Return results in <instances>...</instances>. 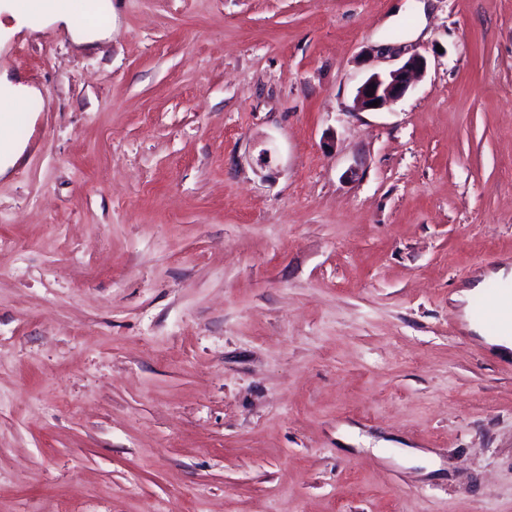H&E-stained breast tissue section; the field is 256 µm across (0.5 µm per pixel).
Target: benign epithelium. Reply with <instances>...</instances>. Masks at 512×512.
I'll return each mask as SVG.
<instances>
[{
    "instance_id": "obj_1",
    "label": "benign epithelium",
    "mask_w": 512,
    "mask_h": 512,
    "mask_svg": "<svg viewBox=\"0 0 512 512\" xmlns=\"http://www.w3.org/2000/svg\"><path fill=\"white\" fill-rule=\"evenodd\" d=\"M427 68V60L420 54H414L388 74L373 73L365 79L356 90V101L365 111L380 110L390 103L403 98L410 90L414 79ZM372 95H367V91ZM380 101L376 107L369 106L373 101Z\"/></svg>"
}]
</instances>
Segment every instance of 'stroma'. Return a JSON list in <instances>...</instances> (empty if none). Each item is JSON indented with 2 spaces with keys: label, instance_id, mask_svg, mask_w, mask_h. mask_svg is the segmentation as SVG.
I'll return each instance as SVG.
<instances>
[{
  "label": "stroma",
  "instance_id": "1",
  "mask_svg": "<svg viewBox=\"0 0 512 512\" xmlns=\"http://www.w3.org/2000/svg\"><path fill=\"white\" fill-rule=\"evenodd\" d=\"M112 6L0 49V512H512V0ZM427 68V60L420 54H414L387 75L373 73L356 90V101L365 111L383 109L390 103L403 98L410 90L414 79ZM372 91V96L367 91ZM380 100L378 106L369 107V103ZM18 75L7 69L0 70V101L1 104L14 105L32 98L41 97V91L30 84L24 83ZM10 126V120L0 118V176L14 165L26 148V141L13 138ZM512 280V272L507 271L506 267H501L496 272H491L489 275L483 278L474 288H468L462 290L458 295H455L454 299L466 302L464 311L469 315V327L478 336L482 337L485 343L491 347H495V351L502 356L508 357L509 352L512 350V337H508L512 334V304L508 309L500 308L495 302H482L478 304L474 310V315L479 317L481 320L491 318L496 321V331L501 335L490 333L484 322L476 320L470 313V305L474 298L481 297L484 293L489 282H509ZM498 307V309L496 308Z\"/></svg>",
  "mask_w": 512,
  "mask_h": 512
}]
</instances>
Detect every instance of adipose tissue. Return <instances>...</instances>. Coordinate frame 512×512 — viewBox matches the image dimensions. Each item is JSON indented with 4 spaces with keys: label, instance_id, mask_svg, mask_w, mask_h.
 Returning <instances> with one entry per match:
<instances>
[{
    "label": "adipose tissue",
    "instance_id": "adipose-tissue-1",
    "mask_svg": "<svg viewBox=\"0 0 512 512\" xmlns=\"http://www.w3.org/2000/svg\"><path fill=\"white\" fill-rule=\"evenodd\" d=\"M87 20H79L69 0H0V46L18 32H65L81 50L112 35V0H87Z\"/></svg>",
    "mask_w": 512,
    "mask_h": 512
}]
</instances>
